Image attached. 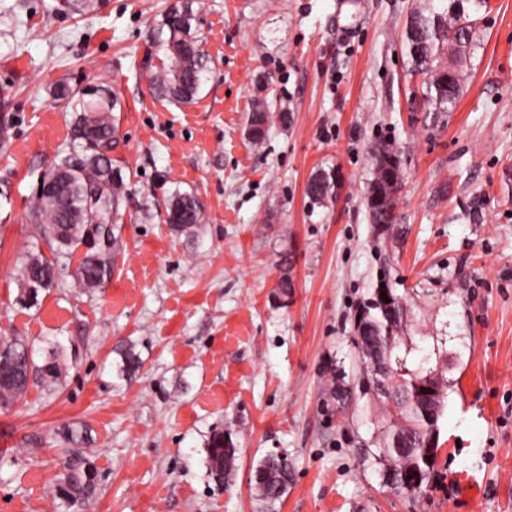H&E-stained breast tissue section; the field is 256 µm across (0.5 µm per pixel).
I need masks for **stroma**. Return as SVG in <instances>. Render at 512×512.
I'll return each instance as SVG.
<instances>
[{
  "label": "stroma",
  "instance_id": "stroma-1",
  "mask_svg": "<svg viewBox=\"0 0 512 512\" xmlns=\"http://www.w3.org/2000/svg\"><path fill=\"white\" fill-rule=\"evenodd\" d=\"M422 0H197L210 58L188 105L156 98L150 32L170 0H0V338L58 342L68 366L0 410V512H60L67 450L99 489L86 512H512V0L474 12L478 46L454 111L432 112L403 38ZM119 89L130 201L112 277L17 297V270L46 250L27 220L37 177L70 133L59 81ZM266 102V136L249 118ZM399 159L396 226L371 224L373 142ZM336 174L324 203L306 194ZM196 194L205 221L177 233L166 205ZM401 298L414 357L452 383L438 474L409 500L372 454L380 405L340 408L358 362L354 318L380 279ZM288 292H281L282 280ZM130 343L142 360L115 376ZM78 427L75 443L64 426ZM224 431L231 484L207 468ZM294 464L287 494L257 497L259 463ZM336 175L330 171L314 174L307 183L306 193L314 203H322L332 197L336 187ZM238 450L234 448L223 431H214L207 441V464L209 475L221 474V484H230L236 476Z\"/></svg>",
  "mask_w": 512,
  "mask_h": 512
}]
</instances>
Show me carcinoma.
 Wrapping results in <instances>:
<instances>
[{
	"label": "carcinoma",
	"mask_w": 512,
	"mask_h": 512,
	"mask_svg": "<svg viewBox=\"0 0 512 512\" xmlns=\"http://www.w3.org/2000/svg\"><path fill=\"white\" fill-rule=\"evenodd\" d=\"M437 10L431 4L415 8L407 18L404 42L412 62L411 75L422 78L423 99L435 112H448L462 92L463 71L467 59L477 47L476 29L457 27L459 18L470 20L465 4L481 8L485 0H445ZM198 13L191 0H176L169 5L154 28V42L166 51V59L150 72L154 95L173 103L189 104L199 95L209 58L198 36ZM448 64H443V56ZM54 95L64 100L74 112L69 142L55 153L52 165L62 171L58 192H36L28 212L30 223L40 235L52 257L31 253L22 262L18 280L21 293L53 287L63 278L61 258L85 246L79 265L71 273L74 284L87 292L101 287L110 278L113 261L123 248L116 230L122 220L121 205L128 197L121 161L112 157L119 143V118L123 99L110 86L96 87L93 96L61 81ZM267 113L257 106L250 120V136L257 141L264 135ZM376 157L375 176L367 195L372 223L381 230L391 228L395 213V195L399 189V164L388 165L393 148L379 141L372 145ZM336 175L321 171L307 183L306 193L314 203L331 197ZM166 222L175 232H185L203 221V203L193 193H175L166 207ZM388 302L381 303L379 291ZM364 313V337L357 343L359 352H373L386 360L380 390L389 412L377 437L380 448L374 455L382 466L384 484L396 494L413 499L427 491L435 473L439 451L440 421L447 409L449 384L442 372L423 365L409 366L412 349L400 350L405 309L386 280L377 283L373 293L360 304ZM62 349L48 342L45 361L35 364L33 348L27 338L12 336L0 340V409L8 410L26 396L29 381L40 378L49 385L64 376ZM118 375L131 379L141 368L140 356L128 346L119 352ZM238 449L222 431H214L207 441L209 475L220 474L222 483L236 476ZM94 470L84 454L73 450L62 461L58 479V498L63 512L80 509L97 491V477H87ZM293 466L288 457L263 460L254 474L257 497L271 506L288 492Z\"/></svg>",
	"instance_id": "obj_1"
}]
</instances>
